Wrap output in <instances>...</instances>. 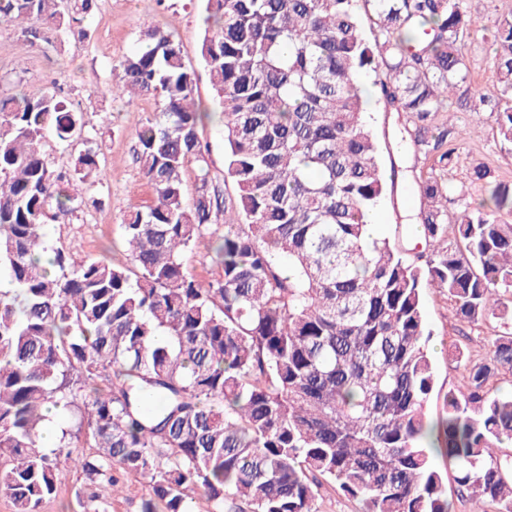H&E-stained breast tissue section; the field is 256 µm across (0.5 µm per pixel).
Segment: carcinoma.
Masks as SVG:
<instances>
[{
	"label": "carcinoma",
	"instance_id": "obj_1",
	"mask_svg": "<svg viewBox=\"0 0 512 512\" xmlns=\"http://www.w3.org/2000/svg\"><path fill=\"white\" fill-rule=\"evenodd\" d=\"M355 0H207L215 32L201 59L222 107L223 205L209 187L194 103L195 72L159 27L120 63L115 87L159 97L134 124L135 157L151 205L121 225L135 268L47 249L51 211L75 213L99 168L83 114L52 91L0 97V496L39 512L60 465L38 442L50 407L83 412L61 447L85 436L98 449L77 466L98 489L115 470L148 480L141 512H186L201 491L212 512H315L335 482L365 512H450L454 466L474 512H512V189L489 202L455 203L442 178L416 181L425 248L410 257L368 226L386 192L356 85L376 74L388 107L405 114L401 146L452 167L462 133L450 93L468 80L463 47L488 32L496 81L471 112L492 115L512 144V16L478 25L462 0H367L373 40ZM95 0H0V20L29 47L85 36ZM81 140L58 172L48 138ZM196 194L184 191L190 160ZM222 275L197 279L188 252L214 236ZM442 292L453 315L496 319L503 332L466 383L442 395L436 419L422 295Z\"/></svg>",
	"mask_w": 512,
	"mask_h": 512
}]
</instances>
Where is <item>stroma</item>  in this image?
<instances>
[{
    "label": "stroma",
    "instance_id": "35a3bbf8",
    "mask_svg": "<svg viewBox=\"0 0 512 512\" xmlns=\"http://www.w3.org/2000/svg\"><path fill=\"white\" fill-rule=\"evenodd\" d=\"M207 17L206 0H97L95 10L83 24L85 37L68 36L64 43L49 50L23 45L19 29L0 22V94H37L58 85L64 97L82 111L85 133L93 139L99 154V176L84 211L60 213L44 224L43 234L50 247L77 257L129 262L121 230L123 214L129 207L145 206L152 200V191L134 158L131 115L158 111L159 100L115 95L112 84L122 57L138 48L142 30L157 26L172 34L185 63L195 72L196 105L215 111L210 79L200 57V46L209 28ZM463 53L470 80L457 90L451 104L463 140L447 178L452 196L463 195L476 202L484 196L485 187L471 182L475 167L488 170L493 182L512 186V144L496 135L491 119L474 117L468 107L475 91L491 87L495 81L490 42L475 38L465 44ZM365 117L384 169L400 165L397 143L404 117L387 111L376 92L366 101ZM198 134L206 147L204 158L212 188L220 196L234 198L235 185L224 177L223 123L206 122ZM411 164L413 176L396 178L388 186L375 222L381 237L417 252L422 250L423 241L405 237L406 229L416 223L419 207L414 179L426 175L434 160L419 156ZM423 309L431 334L435 389L443 393L466 382L467 360L485 357L499 325L492 319L475 326L458 321L443 293L435 288L424 290ZM459 349L464 351V358L456 357ZM88 495V480L82 470L62 469L57 492L43 503L41 512H84Z\"/></svg>",
    "mask_w": 512,
    "mask_h": 512
}]
</instances>
